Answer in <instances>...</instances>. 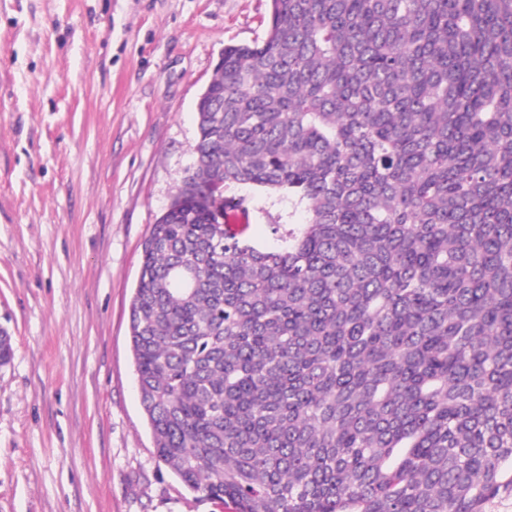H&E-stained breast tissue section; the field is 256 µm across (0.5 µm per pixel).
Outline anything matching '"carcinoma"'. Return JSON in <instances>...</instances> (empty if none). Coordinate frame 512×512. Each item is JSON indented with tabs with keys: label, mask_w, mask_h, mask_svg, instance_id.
<instances>
[{
	"label": "carcinoma",
	"mask_w": 512,
	"mask_h": 512,
	"mask_svg": "<svg viewBox=\"0 0 512 512\" xmlns=\"http://www.w3.org/2000/svg\"><path fill=\"white\" fill-rule=\"evenodd\" d=\"M197 112L130 306L159 461L234 512L512 495V0H271ZM213 180L308 222L256 244Z\"/></svg>",
	"instance_id": "1"
}]
</instances>
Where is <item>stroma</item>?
I'll return each instance as SVG.
<instances>
[{"mask_svg":"<svg viewBox=\"0 0 512 512\" xmlns=\"http://www.w3.org/2000/svg\"><path fill=\"white\" fill-rule=\"evenodd\" d=\"M270 0H0V512H232L156 457L129 304L225 48ZM251 240L288 195L232 185Z\"/></svg>","mask_w":512,"mask_h":512,"instance_id":"stroma-1","label":"stroma"}]
</instances>
